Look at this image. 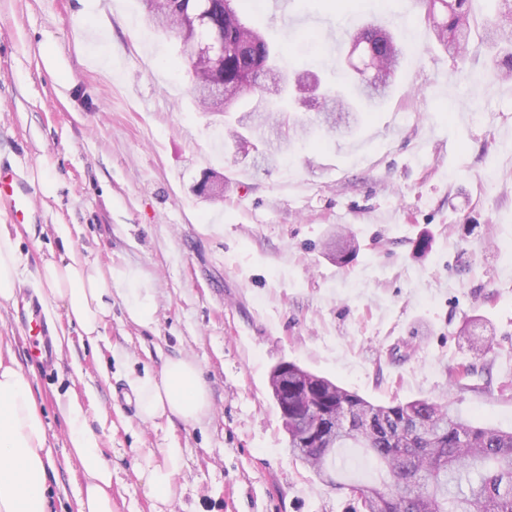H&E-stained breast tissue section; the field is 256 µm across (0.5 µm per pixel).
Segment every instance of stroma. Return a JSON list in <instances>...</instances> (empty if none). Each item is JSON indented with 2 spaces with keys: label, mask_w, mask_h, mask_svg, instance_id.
Segmentation results:
<instances>
[{
  "label": "stroma",
  "mask_w": 512,
  "mask_h": 512,
  "mask_svg": "<svg viewBox=\"0 0 512 512\" xmlns=\"http://www.w3.org/2000/svg\"><path fill=\"white\" fill-rule=\"evenodd\" d=\"M237 9L325 95L355 78L345 57L358 28L390 31L403 56L389 99L343 134L291 107L310 135L267 123L279 161L257 171L225 144L223 116L194 102L177 39L144 25L141 0H0V158L23 169L39 217L12 231L21 289L36 291L37 270L71 247L102 271H137L153 307L135 321V296L113 292L92 343L45 301L69 338L46 377L0 305V341L56 450L52 512H77L82 484L57 407L69 396L100 415L114 512H348L347 484L379 473L361 449H340L339 490L289 455L269 385L283 361L376 404L447 397L473 423L512 430V76L495 72L512 47L483 40L493 0H472L462 60L438 44L423 0ZM212 174L223 198L200 192ZM338 230L356 243L345 265L323 248ZM468 322L492 340L487 356L470 352ZM177 358L201 370L205 417L145 423L119 403L130 378ZM462 361L472 373L451 384ZM148 448L180 451L165 506L144 491Z\"/></svg>",
  "instance_id": "stroma-1"
}]
</instances>
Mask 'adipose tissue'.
Instances as JSON below:
<instances>
[{
  "mask_svg": "<svg viewBox=\"0 0 512 512\" xmlns=\"http://www.w3.org/2000/svg\"><path fill=\"white\" fill-rule=\"evenodd\" d=\"M20 267L18 246L6 226L0 225V304L15 300L21 284ZM38 280L45 296L62 302L69 320L92 342L99 339L111 314L113 290L139 287L135 275H105L71 248L59 260L46 262ZM129 385L144 422L167 416L191 424L210 409L199 367L190 359L169 360L159 375L137 376ZM58 409L68 425L70 453L82 474L78 512H112V466L104 455L100 434L90 423L88 409L73 398L59 401ZM163 455L160 463L146 459L140 470L147 495L165 505L174 495L179 451L167 448ZM53 461L54 450L31 384L14 362L0 353V512H48Z\"/></svg>",
  "mask_w": 512,
  "mask_h": 512,
  "instance_id": "adipose-tissue-1",
  "label": "adipose tissue"
}]
</instances>
